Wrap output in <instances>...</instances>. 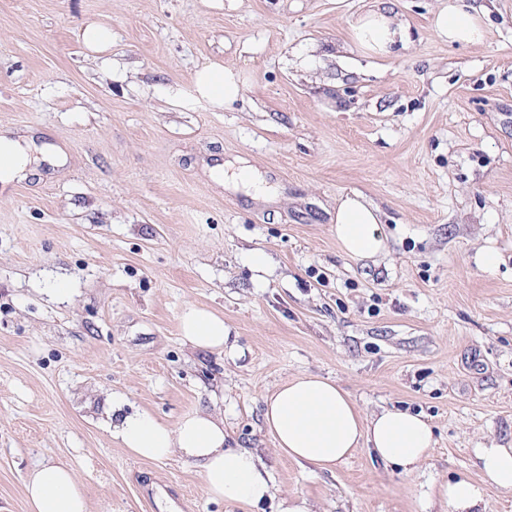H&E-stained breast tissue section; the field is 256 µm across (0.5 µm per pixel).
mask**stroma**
I'll return each mask as SVG.
<instances>
[{
    "instance_id": "1",
    "label": "stroma",
    "mask_w": 512,
    "mask_h": 512,
    "mask_svg": "<svg viewBox=\"0 0 512 512\" xmlns=\"http://www.w3.org/2000/svg\"><path fill=\"white\" fill-rule=\"evenodd\" d=\"M468 2L482 43L435 35L441 0H397L409 44L371 59L345 47L371 0H0V132L67 156L0 191V512H28L50 460L89 512H242L193 464L115 441L116 395L167 426L217 406L229 447L313 512H451L434 486L479 477L474 449L512 448V0ZM89 18L112 29L97 59ZM212 63L243 82L225 108L193 82ZM242 161L270 199L215 182ZM353 192L382 213L370 260L333 233ZM189 303L223 315L234 352L182 342ZM303 373L363 414L422 413L436 445L419 471L363 448L331 472L284 455L264 403Z\"/></svg>"
}]
</instances>
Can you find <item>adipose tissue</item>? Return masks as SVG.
Segmentation results:
<instances>
[{
	"label": "adipose tissue",
	"mask_w": 512,
	"mask_h": 512,
	"mask_svg": "<svg viewBox=\"0 0 512 512\" xmlns=\"http://www.w3.org/2000/svg\"><path fill=\"white\" fill-rule=\"evenodd\" d=\"M432 27L451 45L478 44L485 37L480 15L465 0H444L433 14ZM350 40L351 50L369 57L392 55L396 46L407 44V27L394 11L393 0H374L351 22ZM194 84L217 107L235 101L242 91L236 75L221 66L198 71ZM30 148L29 142L0 135V183L7 185L35 172L39 162ZM379 223L378 208L362 194L338 199L333 231L347 256L368 259L383 252ZM179 330L184 343L199 350L223 351L229 339L223 317L195 304L182 310ZM121 407V398H113L112 409L119 414L112 425L113 438L139 459L177 456L198 466L208 498L244 508L273 500L279 512H312L306 497L276 499L271 476L256 454L226 447L223 415L195 409L166 426L144 411L121 414ZM263 417L276 447L288 458L329 472L356 449L365 448L409 476L435 444L433 429L421 413L389 407L364 415L335 381L314 374L280 385L267 397ZM474 454L483 482L459 476L435 490L451 512H485L487 487L512 491V448H478ZM25 498L29 512H87L76 473L65 464L38 463L26 479Z\"/></svg>",
	"instance_id": "1"
}]
</instances>
